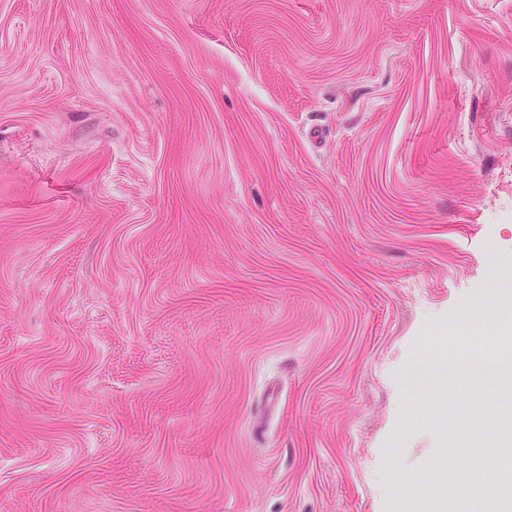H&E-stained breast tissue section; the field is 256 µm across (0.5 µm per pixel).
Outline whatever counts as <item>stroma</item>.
<instances>
[{
    "label": "stroma",
    "instance_id": "stroma-1",
    "mask_svg": "<svg viewBox=\"0 0 512 512\" xmlns=\"http://www.w3.org/2000/svg\"><path fill=\"white\" fill-rule=\"evenodd\" d=\"M504 347L512 0H0V512H487Z\"/></svg>",
    "mask_w": 512,
    "mask_h": 512
}]
</instances>
